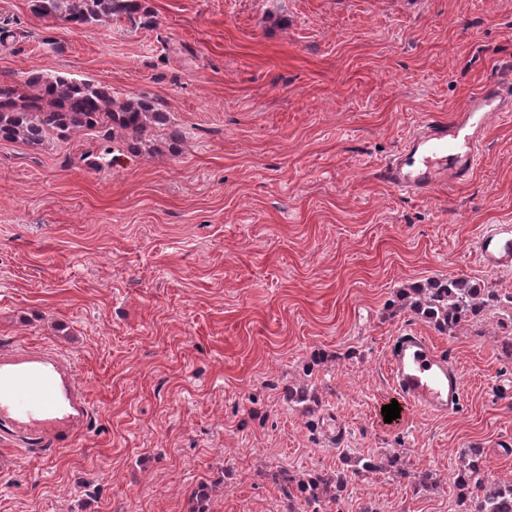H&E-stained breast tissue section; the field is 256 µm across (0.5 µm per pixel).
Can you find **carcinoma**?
Wrapping results in <instances>:
<instances>
[{
    "label": "carcinoma",
    "instance_id": "carcinoma-1",
    "mask_svg": "<svg viewBox=\"0 0 512 512\" xmlns=\"http://www.w3.org/2000/svg\"><path fill=\"white\" fill-rule=\"evenodd\" d=\"M34 10L52 20L80 27L105 25L128 19L142 11L141 0H34ZM88 131L105 141L102 154H111L108 143L124 140L134 157L155 150L153 136L165 132L177 147L185 134L170 114L146 95L116 98L112 89L92 80L32 72L15 80L0 81V140L20 142L41 149L49 140H70ZM497 291L464 277L430 280L402 296L403 307L445 332H454L464 322L480 315L498 301ZM284 487L290 512H322L338 501L345 488L344 475L316 474L288 479ZM296 487H290V484ZM458 486L462 490L459 512H512V478H495L484 466L482 451L463 452ZM212 489L199 486L191 496L190 512H210Z\"/></svg>",
    "mask_w": 512,
    "mask_h": 512
}]
</instances>
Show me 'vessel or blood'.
Segmentation results:
<instances>
[{
	"mask_svg": "<svg viewBox=\"0 0 512 512\" xmlns=\"http://www.w3.org/2000/svg\"><path fill=\"white\" fill-rule=\"evenodd\" d=\"M512 115V64L497 69L461 112L426 119L394 158L379 166L377 180L417 197L459 185L474 172L489 125ZM487 268L512 270V225L497 224L478 240ZM394 389L411 407L429 413L455 411L463 399L458 372L425 337H396L388 357ZM92 410L73 364L49 349L0 350V476L19 464L15 446L33 442L51 452L76 444Z\"/></svg>",
	"mask_w": 512,
	"mask_h": 512,
	"instance_id": "b4317fda",
	"label": "vessel or blood"
}]
</instances>
